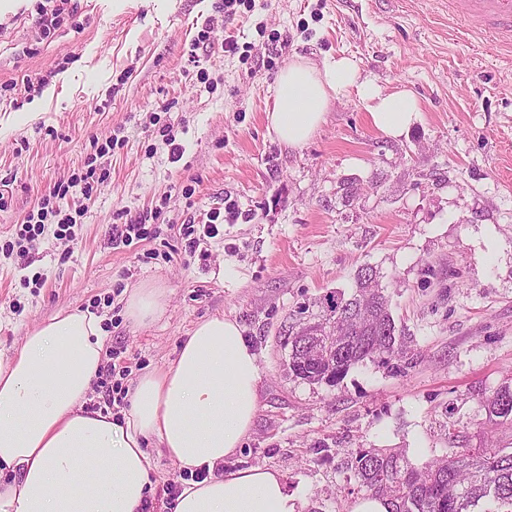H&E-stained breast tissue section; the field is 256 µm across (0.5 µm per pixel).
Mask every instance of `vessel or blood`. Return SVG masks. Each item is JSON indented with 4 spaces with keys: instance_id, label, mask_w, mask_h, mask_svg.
Segmentation results:
<instances>
[{
    "instance_id": "vessel-or-blood-1",
    "label": "vessel or blood",
    "mask_w": 512,
    "mask_h": 512,
    "mask_svg": "<svg viewBox=\"0 0 512 512\" xmlns=\"http://www.w3.org/2000/svg\"><path fill=\"white\" fill-rule=\"evenodd\" d=\"M448 13L469 31L512 47V0H448Z\"/></svg>"
}]
</instances>
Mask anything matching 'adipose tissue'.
Here are the masks:
<instances>
[{"instance_id": "adipose-tissue-1", "label": "adipose tissue", "mask_w": 512, "mask_h": 512, "mask_svg": "<svg viewBox=\"0 0 512 512\" xmlns=\"http://www.w3.org/2000/svg\"><path fill=\"white\" fill-rule=\"evenodd\" d=\"M356 93L372 126L396 138L420 116L410 91L382 92L360 80L347 56L314 63L298 56L281 70L266 129L295 149L323 124L331 102ZM164 288L144 282L128 290L126 319L135 326L166 312ZM104 319L91 311L60 312L30 329L0 359V512H140L151 490L157 439L189 472L170 512H304L305 501L276 469L216 473L252 431L259 411L258 355L234 318L198 322L167 367L142 374L122 416L87 410L106 360Z\"/></svg>"}]
</instances>
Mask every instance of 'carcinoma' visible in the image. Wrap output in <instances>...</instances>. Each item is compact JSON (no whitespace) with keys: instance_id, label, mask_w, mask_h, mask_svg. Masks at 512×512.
<instances>
[{"instance_id":"carcinoma-1","label":"carcinoma","mask_w":512,"mask_h":512,"mask_svg":"<svg viewBox=\"0 0 512 512\" xmlns=\"http://www.w3.org/2000/svg\"><path fill=\"white\" fill-rule=\"evenodd\" d=\"M355 285L350 295L340 289L323 295L317 320L288 326L283 345L294 377L334 386L367 361L391 366L403 358L376 270H358ZM309 335L316 344L299 348ZM482 409L490 423L512 429V386L499 387ZM350 470L359 486L389 500L391 512H471L477 506L479 512H512V447L480 445L420 468L394 448H366L357 452Z\"/></svg>"}]
</instances>
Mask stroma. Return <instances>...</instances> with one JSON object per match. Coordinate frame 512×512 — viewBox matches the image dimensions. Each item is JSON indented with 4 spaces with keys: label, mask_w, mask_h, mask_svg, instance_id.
<instances>
[{
    "label": "stroma",
    "mask_w": 512,
    "mask_h": 512,
    "mask_svg": "<svg viewBox=\"0 0 512 512\" xmlns=\"http://www.w3.org/2000/svg\"><path fill=\"white\" fill-rule=\"evenodd\" d=\"M75 23L42 38L35 0H0V245L48 192L85 170L94 145L120 144L72 239L45 232L35 250L0 255V357L58 312L105 317L133 375L166 367L192 326L236 318L258 353L260 409L224 469L280 470L305 512H350L364 490L348 464L395 448L415 467L460 445L512 444L482 402L512 382V53L448 16V0H255L222 22L224 0H73ZM238 49H224L226 39ZM352 57L361 79L420 103L398 138L377 131L356 94L335 100L304 146L266 130L278 72L293 56ZM47 77L25 92L23 76ZM171 124L179 161L159 146ZM191 188L184 196L183 188ZM236 199L248 219L225 225L187 260L181 226ZM161 207L157 237L113 248L119 213ZM370 265L409 366L368 362L336 386L288 370L280 330L299 307L351 290ZM45 284H27L34 275ZM165 288L164 316L127 323L128 288ZM191 475L156 454L150 497Z\"/></svg>",
    "instance_id": "1"
}]
</instances>
